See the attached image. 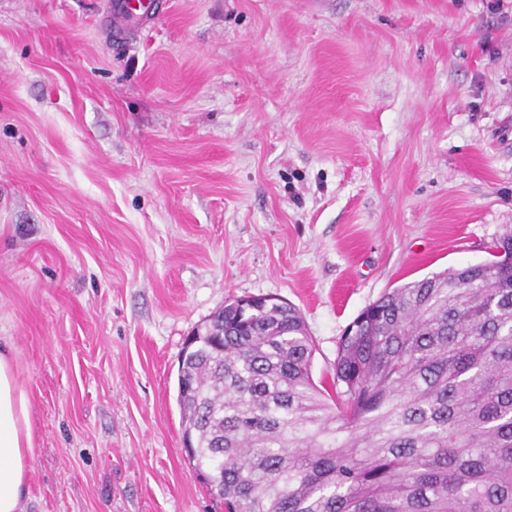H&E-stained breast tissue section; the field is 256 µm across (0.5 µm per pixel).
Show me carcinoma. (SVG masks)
Masks as SVG:
<instances>
[{
  "label": "carcinoma",
  "mask_w": 512,
  "mask_h": 512,
  "mask_svg": "<svg viewBox=\"0 0 512 512\" xmlns=\"http://www.w3.org/2000/svg\"><path fill=\"white\" fill-rule=\"evenodd\" d=\"M194 335L178 403L224 512H512L511 266L384 292L338 341L330 402L286 302L235 299Z\"/></svg>",
  "instance_id": "obj_1"
}]
</instances>
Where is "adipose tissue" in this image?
Segmentation results:
<instances>
[{
    "label": "adipose tissue",
    "mask_w": 512,
    "mask_h": 512,
    "mask_svg": "<svg viewBox=\"0 0 512 512\" xmlns=\"http://www.w3.org/2000/svg\"><path fill=\"white\" fill-rule=\"evenodd\" d=\"M31 448L29 395L9 349L0 348V512H23Z\"/></svg>",
    "instance_id": "ef3b65f1"
}]
</instances>
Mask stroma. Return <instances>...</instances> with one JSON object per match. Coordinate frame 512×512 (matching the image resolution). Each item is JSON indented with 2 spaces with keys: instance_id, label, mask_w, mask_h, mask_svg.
Listing matches in <instances>:
<instances>
[{
  "instance_id": "35a3bbf8",
  "label": "stroma",
  "mask_w": 512,
  "mask_h": 512,
  "mask_svg": "<svg viewBox=\"0 0 512 512\" xmlns=\"http://www.w3.org/2000/svg\"><path fill=\"white\" fill-rule=\"evenodd\" d=\"M0 0V347L25 512H224L179 357L228 300L301 312L330 388L386 290L512 230V0ZM151 1L148 3L142 0H115L112 3V21L114 28L117 30H123L126 24H129L134 17H137L136 11L144 9L141 16H147ZM30 399L9 349L0 347V512H23L29 493Z\"/></svg>"
}]
</instances>
